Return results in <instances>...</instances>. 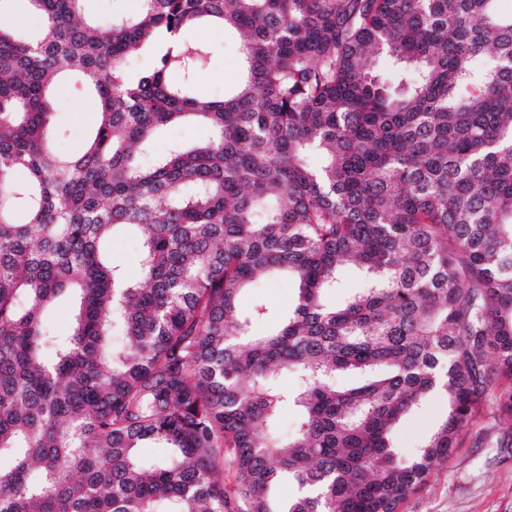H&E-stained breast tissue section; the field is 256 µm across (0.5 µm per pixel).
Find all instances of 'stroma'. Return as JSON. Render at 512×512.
Returning a JSON list of instances; mask_svg holds the SVG:
<instances>
[{
  "mask_svg": "<svg viewBox=\"0 0 512 512\" xmlns=\"http://www.w3.org/2000/svg\"><path fill=\"white\" fill-rule=\"evenodd\" d=\"M195 43L211 50L200 73V96L219 98L239 75L237 43L222 28L207 24L192 33ZM53 122L59 130L55 145L71 154L82 145L95 121L93 102L80 82L64 78L52 98ZM210 128L187 119L161 128L155 135L152 152L160 155L175 143L192 145L208 139ZM445 411L441 399L407 415L394 429L392 441L402 454H412L432 432ZM397 512H512V415L493 409L482 410L461 435L447 461L435 467L424 484L408 497Z\"/></svg>",
  "mask_w": 512,
  "mask_h": 512,
  "instance_id": "obj_1",
  "label": "stroma"
}]
</instances>
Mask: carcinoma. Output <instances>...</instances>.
Returning a JSON list of instances; mask_svg holds the SVG:
<instances>
[{
	"instance_id": "obj_1",
	"label": "carcinoma",
	"mask_w": 512,
	"mask_h": 512,
	"mask_svg": "<svg viewBox=\"0 0 512 512\" xmlns=\"http://www.w3.org/2000/svg\"><path fill=\"white\" fill-rule=\"evenodd\" d=\"M27 2L36 37L0 25V512H397L484 407L512 415L501 0H140L105 31L83 0ZM207 22L242 64L218 99L186 38ZM69 73L97 120L63 155L48 94ZM188 116L209 140L141 161ZM120 233L137 281L107 255ZM346 264L364 283L336 307ZM269 275L298 284L286 314L241 304ZM428 397L446 413L404 458L391 433Z\"/></svg>"
}]
</instances>
